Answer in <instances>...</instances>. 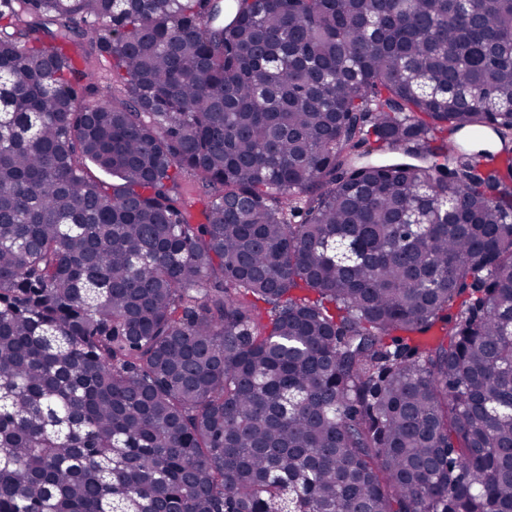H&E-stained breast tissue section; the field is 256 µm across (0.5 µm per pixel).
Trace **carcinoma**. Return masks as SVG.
<instances>
[{
	"instance_id": "carcinoma-1",
	"label": "carcinoma",
	"mask_w": 512,
	"mask_h": 512,
	"mask_svg": "<svg viewBox=\"0 0 512 512\" xmlns=\"http://www.w3.org/2000/svg\"><path fill=\"white\" fill-rule=\"evenodd\" d=\"M0 512H512V0H0ZM457 147L467 153L480 151L496 152L501 149V144L493 133L485 131L478 136L469 135L465 132L451 136Z\"/></svg>"
}]
</instances>
